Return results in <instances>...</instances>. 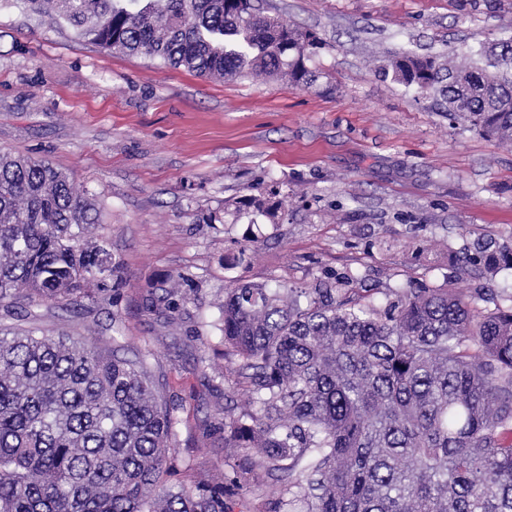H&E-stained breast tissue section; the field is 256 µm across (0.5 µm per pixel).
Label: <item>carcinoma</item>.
Returning a JSON list of instances; mask_svg holds the SVG:
<instances>
[{
  "label": "carcinoma",
  "mask_w": 512,
  "mask_h": 512,
  "mask_svg": "<svg viewBox=\"0 0 512 512\" xmlns=\"http://www.w3.org/2000/svg\"><path fill=\"white\" fill-rule=\"evenodd\" d=\"M76 36L199 75L315 82L319 39L252 0H20ZM448 119L512 141V37L464 66L402 51L379 68ZM285 220L280 200L236 209ZM95 202L52 164L0 154V306L31 309L114 277L86 241ZM512 252L484 263L493 276ZM353 276L243 282L221 307L229 370L248 402L224 417L237 476L173 480L175 407L146 362L87 336L0 328V512H225L237 481L279 484L278 512H512V305L478 309L448 285L367 300Z\"/></svg>",
  "instance_id": "1"
}]
</instances>
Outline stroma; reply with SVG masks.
Instances as JSON below:
<instances>
[{"label": "stroma", "instance_id": "35a3bbf8", "mask_svg": "<svg viewBox=\"0 0 512 512\" xmlns=\"http://www.w3.org/2000/svg\"><path fill=\"white\" fill-rule=\"evenodd\" d=\"M323 44L314 86L198 76L112 54L52 17L0 0V153L50 162L93 197L119 280L91 304L39 309L46 333L140 353L174 405L178 478L232 473L224 416L247 397L225 381L224 290L353 275L370 288L453 281L477 308L512 305V269L469 265L512 250V145L449 126L433 100L382 78L395 51L454 62L512 36V0H259ZM287 193L280 224L224 202ZM172 305L162 298L175 275ZM279 487L242 484L229 512H272Z\"/></svg>", "mask_w": 512, "mask_h": 512}]
</instances>
